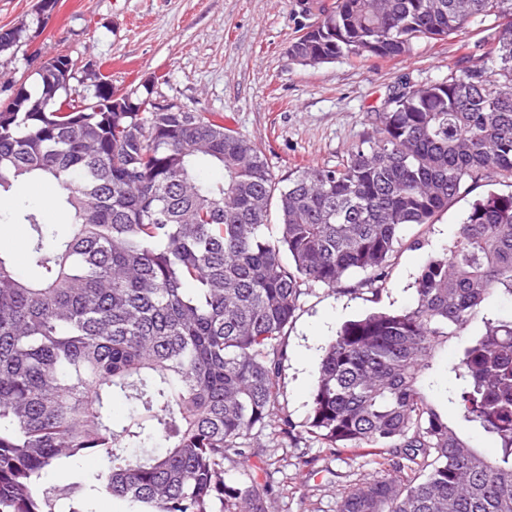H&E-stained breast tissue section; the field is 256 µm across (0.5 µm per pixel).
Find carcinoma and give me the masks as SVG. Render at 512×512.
I'll list each match as a JSON object with an SVG mask.
<instances>
[{"label":"carcinoma","mask_w":512,"mask_h":512,"mask_svg":"<svg viewBox=\"0 0 512 512\" xmlns=\"http://www.w3.org/2000/svg\"><path fill=\"white\" fill-rule=\"evenodd\" d=\"M315 33L291 42L303 64L394 59L472 26L448 78L398 83L374 113L376 137L334 166L278 182L260 148L220 115L160 107L110 112L91 73L73 94L62 56L35 90L0 105V193L33 178L60 189L69 232L30 229L29 279L0 250V512H88L103 487L125 512H270V463L246 484L254 430L287 437L281 340L304 289L350 274L374 286L401 233L428 224L463 183L512 177V0H321ZM31 36L0 32V54ZM222 177L204 180L203 169ZM276 213V232L268 233ZM512 193L474 201L446 255L428 259L413 306L348 321L318 365L307 433L328 448H377L379 471L343 488L336 512H512ZM455 340L448 401L491 436L474 448L434 401L439 354ZM130 406L112 420V397ZM95 453L104 470L36 490L42 473Z\"/></svg>","instance_id":"obj_1"}]
</instances>
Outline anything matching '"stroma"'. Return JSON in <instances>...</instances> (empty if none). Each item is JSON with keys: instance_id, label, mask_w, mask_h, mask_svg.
I'll return each mask as SVG.
<instances>
[{"instance_id": "35a3bbf8", "label": "stroma", "mask_w": 512, "mask_h": 512, "mask_svg": "<svg viewBox=\"0 0 512 512\" xmlns=\"http://www.w3.org/2000/svg\"><path fill=\"white\" fill-rule=\"evenodd\" d=\"M39 2L0 0V30L26 27L43 57L68 56L73 89L87 91L92 62L119 93L154 82L157 100L223 114L226 125L262 148L279 179L302 166L335 165L373 135L374 112L401 76L415 84L446 78L460 55L456 38L420 42L391 61L304 66L287 49L314 19L298 14L295 0H58L46 20ZM38 68L28 47L1 55L0 86L35 88ZM491 192L511 193L512 179L467 182L431 223L405 229L376 287L350 276L302 296L282 339L279 370L295 435L274 441L263 433L254 441L256 456L272 462V512H336L342 489L375 473L377 449L334 450L306 432L320 359L344 322L412 306L428 258L452 247L471 204ZM301 455L312 459L311 468H295Z\"/></svg>"}]
</instances>
